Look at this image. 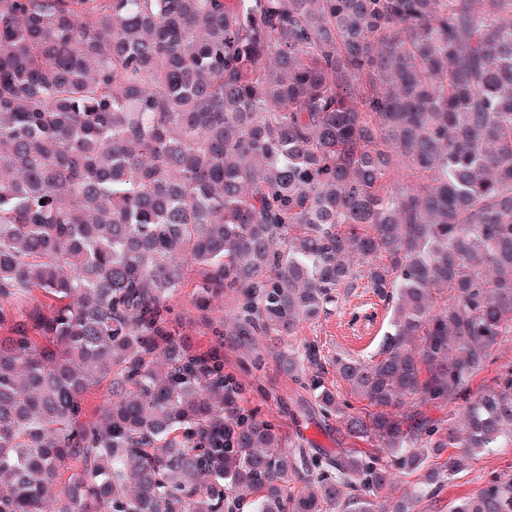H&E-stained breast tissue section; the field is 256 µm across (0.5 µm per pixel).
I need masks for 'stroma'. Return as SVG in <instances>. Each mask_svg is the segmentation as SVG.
<instances>
[{"label": "stroma", "instance_id": "35a3bbf8", "mask_svg": "<svg viewBox=\"0 0 512 512\" xmlns=\"http://www.w3.org/2000/svg\"><path fill=\"white\" fill-rule=\"evenodd\" d=\"M391 312L367 288L358 284L343 300L318 320L302 323L300 339L318 344L322 361L332 363L339 355L369 359L387 330ZM264 354L262 367L252 364L254 351ZM270 340L256 337L254 345L237 337L224 339V367L245 390V406L261 416L273 418L286 438L287 449L303 448L309 454H333L356 449L373 453L375 444L347 437L338 419L303 411L310 401L307 388L288 378L276 365ZM512 477V447L499 448L482 455L467 471L437 484L426 483L421 473L398 475L394 484L376 497L378 512H388L400 496L412 495V512H451L461 500L484 482Z\"/></svg>", "mask_w": 512, "mask_h": 512}]
</instances>
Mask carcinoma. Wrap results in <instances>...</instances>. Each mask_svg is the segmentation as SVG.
<instances>
[{
	"mask_svg": "<svg viewBox=\"0 0 512 512\" xmlns=\"http://www.w3.org/2000/svg\"><path fill=\"white\" fill-rule=\"evenodd\" d=\"M360 279L392 309L334 359L364 415L297 344ZM226 336L292 338L377 453L286 461ZM511 342L512 0H0V512H375L512 447V364L471 391ZM191 289L187 288L186 293L183 294L178 305L176 306V311L180 313L181 318L183 319V326L186 333H188L196 342L200 344H206L208 340L213 338V336H202L200 332H202V328L199 327V324L196 320L197 313L193 308L191 303Z\"/></svg>",
	"mask_w": 512,
	"mask_h": 512,
	"instance_id": "carcinoma-1",
	"label": "carcinoma"
}]
</instances>
